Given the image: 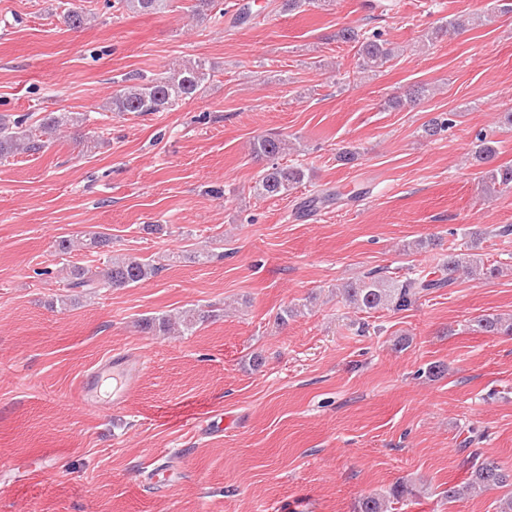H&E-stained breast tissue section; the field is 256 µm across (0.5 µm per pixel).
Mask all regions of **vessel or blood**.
<instances>
[{
	"label": "vessel or blood",
	"mask_w": 512,
	"mask_h": 512,
	"mask_svg": "<svg viewBox=\"0 0 512 512\" xmlns=\"http://www.w3.org/2000/svg\"><path fill=\"white\" fill-rule=\"evenodd\" d=\"M146 365V357L139 351H116L103 360L93 371L87 373L79 382V398L81 403L90 410L97 409L98 387L104 373L112 375V401L123 404L133 390L138 374Z\"/></svg>",
	"instance_id": "vessel-or-blood-1"
}]
</instances>
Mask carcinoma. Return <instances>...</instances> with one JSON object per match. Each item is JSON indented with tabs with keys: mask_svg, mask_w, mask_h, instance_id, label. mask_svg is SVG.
<instances>
[{
	"mask_svg": "<svg viewBox=\"0 0 512 512\" xmlns=\"http://www.w3.org/2000/svg\"><path fill=\"white\" fill-rule=\"evenodd\" d=\"M166 0H113L109 7L134 13H153L163 8ZM339 39L358 45L361 66L365 69L377 68L393 57L388 43L378 38V34L366 37L351 28L341 30ZM208 77L205 63L198 60L173 70L169 76L151 80H141L130 76L124 86L107 102V109L126 114H148L163 112L180 102L197 96ZM454 113H441L423 125V132L433 137L453 125ZM28 116L13 118L0 114V155L13 154L19 150L35 152L41 148L42 137H52L62 129L84 121L78 112H50L35 126L27 125ZM252 153L257 157L273 158L288 154V142L279 137H260L252 143ZM497 154V142L484 135L477 136L474 159L478 165L488 164ZM307 176L300 163L285 167L273 166L258 175L255 189L264 197L286 196ZM481 183L488 192L512 188V167L489 168L481 171ZM463 270L471 276L495 277L504 273L503 266H488L472 253L456 248L448 249V257L442 259L440 275L415 273L404 280H396L381 269L371 270L356 281L347 283L343 297L348 305L369 313L380 309L394 312L406 311L415 306L430 291L449 287L454 283V275ZM160 267L135 257L115 259L110 265L98 267H76L70 272V288H124L138 284L158 274ZM144 328L161 336L171 331L170 320L165 316H155L143 322ZM472 487L483 489H508L509 507L512 508V469L494 460L473 456L471 473L463 486L448 488L446 496L456 501ZM357 512H388L384 498L368 495L358 502Z\"/></svg>",
	"mask_w": 512,
	"mask_h": 512,
	"instance_id": "carcinoma-1",
	"label": "carcinoma"
}]
</instances>
